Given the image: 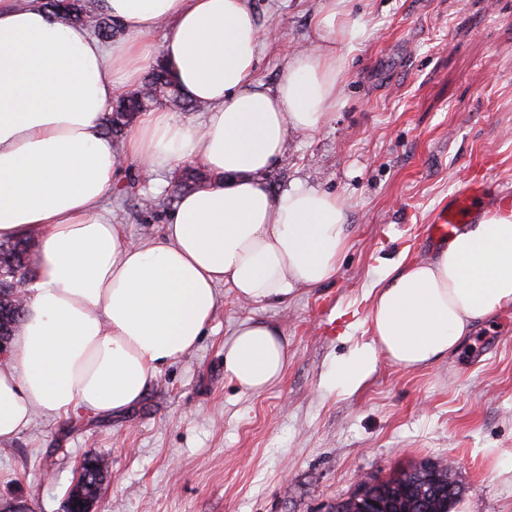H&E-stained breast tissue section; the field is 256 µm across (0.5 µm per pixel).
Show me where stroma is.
Returning <instances> with one entry per match:
<instances>
[{"label":"stroma","mask_w":512,"mask_h":512,"mask_svg":"<svg viewBox=\"0 0 512 512\" xmlns=\"http://www.w3.org/2000/svg\"><path fill=\"white\" fill-rule=\"evenodd\" d=\"M322 0H248L261 30L258 78L279 83L314 42ZM361 37L347 55L343 105L311 134L290 133L266 175L348 206L350 247L335 280L287 310L218 291L198 345L162 368L120 416H37L0 444V512H65L81 459L108 461L96 512H331L361 477L447 464L462 493L451 512H512V308L496 311L438 365L378 362L359 389L327 376L371 339L368 291L401 251L425 257L426 228L471 179L472 219L512 188V0H349ZM174 173L121 159L107 198L129 236L157 233L178 200ZM281 326L288 366L262 394L224 373L243 320ZM336 324L326 335L324 322Z\"/></svg>","instance_id":"obj_1"}]
</instances>
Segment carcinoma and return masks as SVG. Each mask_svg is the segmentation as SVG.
I'll use <instances>...</instances> for the list:
<instances>
[{
  "label": "carcinoma",
  "mask_w": 512,
  "mask_h": 512,
  "mask_svg": "<svg viewBox=\"0 0 512 512\" xmlns=\"http://www.w3.org/2000/svg\"><path fill=\"white\" fill-rule=\"evenodd\" d=\"M74 23H83L88 17L87 0H72L67 8L60 10ZM96 20L94 33L103 40H110L118 32L117 23L105 12H93ZM176 84L170 69L159 62L151 68L144 81L133 91L123 96L112 113L105 118V130L113 137L122 136L133 124L137 115L156 105L155 93L172 95L170 86ZM206 178V173L196 168H185L179 176V187L183 192L193 189ZM30 242L0 243V334L14 335L17 326L24 317L25 308L11 299L12 292L5 291L4 286L26 280L29 274L27 254ZM421 470L419 466L402 469L379 480L372 486L378 497L384 498L392 512H415L414 473Z\"/></svg>",
  "instance_id": "obj_1"
}]
</instances>
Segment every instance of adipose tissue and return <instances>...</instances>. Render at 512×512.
<instances>
[{"mask_svg":"<svg viewBox=\"0 0 512 512\" xmlns=\"http://www.w3.org/2000/svg\"><path fill=\"white\" fill-rule=\"evenodd\" d=\"M348 0H322L317 42L293 55L275 88L257 79L261 30L247 0H103L124 30L103 42L39 5L0 0V242L37 243L25 316L0 366V442L41 412L122 414L161 367L199 342L218 287L254 305L287 306L336 277L347 207L265 176L289 133L317 131L340 106L350 44ZM162 31L160 43L151 40ZM170 64L202 125L155 109L124 144L149 167L200 158L207 178L181 195L160 235L134 241L104 206L118 158L104 119L157 60ZM512 306V211L461 227L428 259L401 256L372 286V338L330 375L357 388L378 360L433 367L495 310ZM288 342L270 323L241 322L224 372L247 393L279 382Z\"/></svg>","mask_w":512,"mask_h":512,"instance_id":"1","label":"adipose tissue"}]
</instances>
